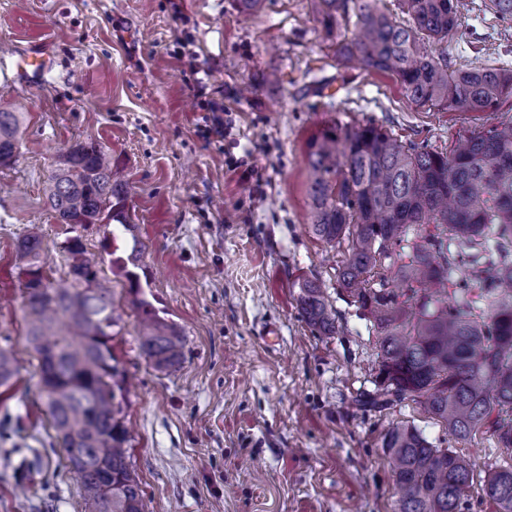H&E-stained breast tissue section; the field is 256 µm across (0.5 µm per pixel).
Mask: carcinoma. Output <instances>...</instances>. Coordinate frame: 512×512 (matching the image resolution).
<instances>
[{
    "label": "carcinoma",
    "mask_w": 512,
    "mask_h": 512,
    "mask_svg": "<svg viewBox=\"0 0 512 512\" xmlns=\"http://www.w3.org/2000/svg\"><path fill=\"white\" fill-rule=\"evenodd\" d=\"M380 0H311L336 56L396 79L416 105L485 112L484 123L455 133L448 147L404 143L382 125L338 122L307 143L309 231L341 252L336 283L372 323L380 341L376 389L365 411L410 399L448 434L468 440L487 430L512 448V116L498 114L512 97V69L448 71L436 45L461 27L462 0H397V23ZM512 27V0H489ZM23 113L0 109V166L15 157ZM57 223L87 229L101 215L116 222L105 240L132 235L118 265L140 287L141 245L125 212L127 184L112 153L96 142L60 152L43 182ZM433 228H428V225ZM67 264L64 285L46 276L42 229L17 238L15 266L24 289L28 341L39 360V390L66 467L80 483L88 512H146L121 414L125 370L112 352L122 329L111 280L82 236L57 244ZM482 283L478 299L471 283ZM300 317L323 336L338 330L323 284L293 282ZM138 347L159 369L183 358L176 328L144 299ZM16 374L0 348V387ZM397 490L394 512H460L474 481L471 459L437 448L414 426L394 423L382 437ZM112 487L109 494L104 487ZM483 491L495 512H512V464L488 470Z\"/></svg>",
    "instance_id": "cac0c4a2"
}]
</instances>
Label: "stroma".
<instances>
[{"instance_id":"35a3bbf8","label":"stroma","mask_w":512,"mask_h":512,"mask_svg":"<svg viewBox=\"0 0 512 512\" xmlns=\"http://www.w3.org/2000/svg\"><path fill=\"white\" fill-rule=\"evenodd\" d=\"M448 66L512 69V29L468 0ZM48 72L18 79L25 50ZM0 108L23 104L25 131L0 166V347L17 374L0 387V512H84L39 399L15 241L43 227L51 281L63 240L42 182L58 149L97 141L133 184L125 210L143 245L140 288L105 260L104 225L85 234L123 316L112 342L129 377L121 418L148 512H393L381 437L390 423L459 447L484 471L512 463L487 433L456 445L413 401L362 411L378 357L372 325L336 288L340 253L308 230L306 150L325 124L372 122L443 147L471 112L416 106L389 75L344 67L310 0H0ZM224 133L203 137L212 114ZM322 281L343 329L312 331L293 281ZM177 325L184 357L162 371L138 348L134 297ZM278 339H265L268 329ZM38 460L14 477L18 449Z\"/></svg>"}]
</instances>
